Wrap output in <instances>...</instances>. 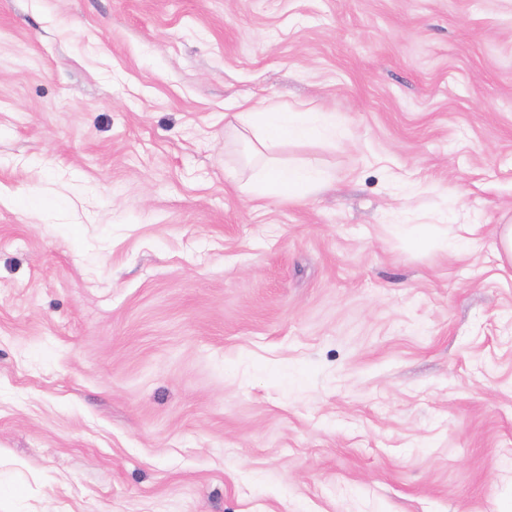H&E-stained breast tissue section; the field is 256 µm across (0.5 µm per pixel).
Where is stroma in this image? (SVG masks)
Wrapping results in <instances>:
<instances>
[{"label":"stroma","mask_w":512,"mask_h":512,"mask_svg":"<svg viewBox=\"0 0 512 512\" xmlns=\"http://www.w3.org/2000/svg\"><path fill=\"white\" fill-rule=\"evenodd\" d=\"M510 218L512 0H0V512H512ZM296 108L260 100L243 112H233L230 124L241 128L256 140L250 156L272 151L283 141L306 142L319 137L336 136V115L332 112H293ZM252 191L259 196L302 191L322 183L318 170L310 164L281 163L267 156L263 165L252 176ZM512 220L504 224H497V249L502 269H512Z\"/></svg>","instance_id":"stroma-1"}]
</instances>
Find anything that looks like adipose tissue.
Masks as SVG:
<instances>
[{
	"label": "adipose tissue",
	"instance_id": "1",
	"mask_svg": "<svg viewBox=\"0 0 512 512\" xmlns=\"http://www.w3.org/2000/svg\"><path fill=\"white\" fill-rule=\"evenodd\" d=\"M230 122L253 136L256 144L251 148L252 155L265 158L253 176L252 190L256 195L291 193L320 184L321 177L315 167L279 162L272 152L284 141L335 137V113L296 112L292 107L261 100L244 111L232 113Z\"/></svg>",
	"mask_w": 512,
	"mask_h": 512
}]
</instances>
